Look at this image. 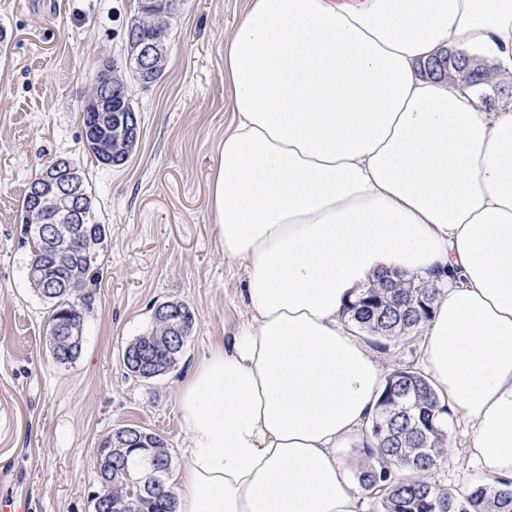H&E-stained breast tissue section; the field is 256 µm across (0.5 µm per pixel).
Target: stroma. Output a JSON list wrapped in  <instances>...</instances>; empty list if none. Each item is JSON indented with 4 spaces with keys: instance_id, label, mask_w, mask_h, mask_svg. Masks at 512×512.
<instances>
[{
    "instance_id": "1",
    "label": "stroma",
    "mask_w": 512,
    "mask_h": 512,
    "mask_svg": "<svg viewBox=\"0 0 512 512\" xmlns=\"http://www.w3.org/2000/svg\"><path fill=\"white\" fill-rule=\"evenodd\" d=\"M244 7L186 0L164 77L128 83L142 138L127 164L110 168L89 153L81 113L89 72L124 60L137 0H0V498L22 512H92L96 450L121 426L160 434L174 470L185 465L180 385L247 317L245 265L225 258L207 208L231 119L224 40ZM60 156L83 168L109 227L83 351L65 366L48 355V309L19 244L25 188ZM167 300L188 304L197 323L177 368L142 381L122 355Z\"/></svg>"
}]
</instances>
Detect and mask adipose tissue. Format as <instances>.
<instances>
[{
    "mask_svg": "<svg viewBox=\"0 0 512 512\" xmlns=\"http://www.w3.org/2000/svg\"><path fill=\"white\" fill-rule=\"evenodd\" d=\"M456 50L512 80V0H248L209 183L248 320L182 384L177 512H362L337 455L390 374L342 312L385 270L438 284L422 366L512 478V101L423 73Z\"/></svg>",
    "mask_w": 512,
    "mask_h": 512,
    "instance_id": "obj_1",
    "label": "adipose tissue"
}]
</instances>
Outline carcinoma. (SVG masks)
I'll return each instance as SVG.
<instances>
[{
    "mask_svg": "<svg viewBox=\"0 0 512 512\" xmlns=\"http://www.w3.org/2000/svg\"><path fill=\"white\" fill-rule=\"evenodd\" d=\"M184 0H143L127 32L145 41L167 45L168 29L177 19ZM426 73L440 78L457 77L480 86V71L469 62H453L444 67L430 61ZM112 156L121 157L130 147L123 128L110 127ZM58 212L56 200L48 199L45 207L36 208L27 197L20 204L21 223L27 227L23 243L29 248L26 275L30 287L49 308V318L68 323L74 336H47L46 348L59 365H70L79 357L84 342L83 324L97 269L100 248L107 237L106 225L90 208L81 223H66V229L78 235V244L48 243L34 233V226L51 221ZM438 288L415 275L401 272L379 276L362 289L355 302L346 308L350 321L375 339L398 341L424 328L430 319ZM167 322L153 319L151 328L134 339L125 349L123 365L127 373L140 380L151 363L158 370L172 372L181 354L169 353ZM452 416L440 403L428 379L422 373L402 367L390 374L378 402V412L370 427L366 451L374 464L357 475L364 498L379 512H512V479L478 481L465 489L450 492L429 480L444 456L445 431L438 426ZM143 432L137 426H123L112 432L102 444L97 457L101 503L118 512L134 498L138 512H177V498L169 483L172 457L167 441L160 435L146 433L142 448H115L111 439L122 433ZM138 469L154 465L164 467V481L149 490H140L118 472L123 465Z\"/></svg>",
    "mask_w": 512,
    "mask_h": 512,
    "instance_id": "obj_1",
    "label": "carcinoma"
}]
</instances>
